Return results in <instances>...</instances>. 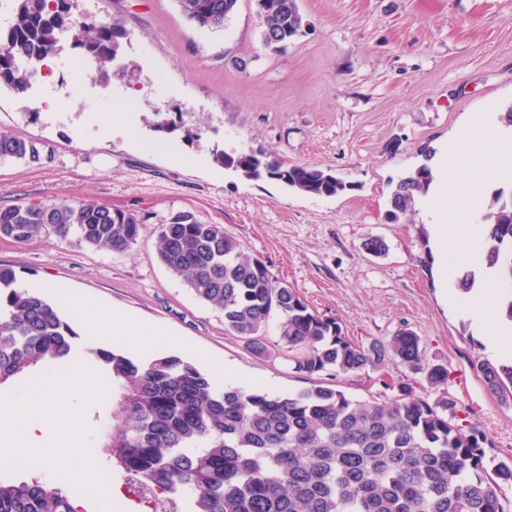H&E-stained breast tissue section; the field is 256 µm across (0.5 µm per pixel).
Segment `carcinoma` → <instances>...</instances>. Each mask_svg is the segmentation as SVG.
<instances>
[{
  "instance_id": "1",
  "label": "carcinoma",
  "mask_w": 512,
  "mask_h": 512,
  "mask_svg": "<svg viewBox=\"0 0 512 512\" xmlns=\"http://www.w3.org/2000/svg\"><path fill=\"white\" fill-rule=\"evenodd\" d=\"M16 21L0 31V88L27 91L39 63L57 50L60 25L74 44L107 70L122 51L123 25L76 21L70 0H15ZM238 0H178L195 26L217 30ZM264 45L283 48L302 32L297 0H256ZM44 143L0 132V159L30 163ZM216 161L249 178L259 173L290 188L335 196L346 184L329 168L284 164L262 155L220 153ZM432 180L420 167L396 185L390 219L412 210ZM488 233L481 267L512 282V195L499 193L482 216ZM141 219L105 205L64 201L50 206L0 208V236L27 244L47 231L92 247L124 252L136 243ZM159 259L206 303L224 313V325L262 355L263 329L281 317V340L296 352L295 369L355 373L392 358L421 369L418 337L401 330L389 344H357L331 318L310 311L295 289L275 280L268 266L245 251L220 224L178 212L159 227ZM80 335L54 304L16 286L0 268V386L47 364L70 358ZM83 359L97 367L117 396V422L99 431L98 447L111 465L143 487L182 502L188 512H507L497 489L512 485V464L485 477L487 442L477 427L455 424L456 403H433L409 388L388 403L352 400L315 385L288 396L224 386L176 355L147 361L118 348L86 342ZM488 390L512 395V365H477ZM76 487L34 478L0 481V512H81Z\"/></svg>"
}]
</instances>
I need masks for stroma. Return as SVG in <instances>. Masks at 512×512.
<instances>
[{
  "instance_id": "35a3bbf8",
  "label": "stroma",
  "mask_w": 512,
  "mask_h": 512,
  "mask_svg": "<svg viewBox=\"0 0 512 512\" xmlns=\"http://www.w3.org/2000/svg\"><path fill=\"white\" fill-rule=\"evenodd\" d=\"M304 32L285 49L264 45L255 0H238L218 31L201 29L177 0H70L78 19L118 20L128 33L127 73L102 82L97 66L63 33L21 95L0 89V132L41 141L40 164L0 160V207L63 200L138 215L139 237L117 253L46 233L20 245L0 237V266L23 287L51 285L92 299L177 338L182 358L227 385L287 395L322 384L354 400L384 403L400 384L426 401L454 400L458 424L487 436L485 468L512 464V397L487 389L476 365L483 340L435 272L420 210L386 217L398 180L446 151L449 135L488 104L512 107V0H297ZM120 109L138 142L105 127ZM181 116L183 129L157 125ZM167 143L169 152L155 150ZM263 152L283 163L332 169L348 185L335 196L248 179L218 153ZM223 225L309 308L335 319L360 344L389 343L399 330L420 341L422 370L399 360L356 373L296 371L280 316L263 332L264 355L224 325L158 258V230L178 212ZM387 252L371 255L368 239ZM448 372L428 382V368ZM86 450L117 410L115 398L76 395Z\"/></svg>"
}]
</instances>
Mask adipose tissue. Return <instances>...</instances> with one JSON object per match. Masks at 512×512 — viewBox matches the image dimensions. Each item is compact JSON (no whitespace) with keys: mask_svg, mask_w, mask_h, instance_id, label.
Instances as JSON below:
<instances>
[{"mask_svg":"<svg viewBox=\"0 0 512 512\" xmlns=\"http://www.w3.org/2000/svg\"><path fill=\"white\" fill-rule=\"evenodd\" d=\"M433 180L421 201L431 231L434 265L441 283L454 281L459 267L471 256L486 235L485 225L475 223L483 194L494 181L512 180V126L499 120L498 112L470 119L450 140L448 150L430 163ZM498 301L495 282L467 295V315L484 336L492 357L512 360V335L492 327ZM56 306L82 316L89 334L113 333L138 346L164 350L176 346L175 338L146 329L125 314L106 318L67 288L56 291ZM106 388L103 380L84 366L75 365L47 371L32 378L22 395L0 396V463L37 470L56 463L67 481L81 485L85 497L111 501L110 480L101 478L94 458H86L80 468L69 465L82 448L80 434L71 428L72 414L63 405L72 393L94 395ZM64 433L62 444L43 452L39 444L48 430Z\"/></svg>","mask_w":512,"mask_h":512,"instance_id":"1","label":"adipose tissue"}]
</instances>
